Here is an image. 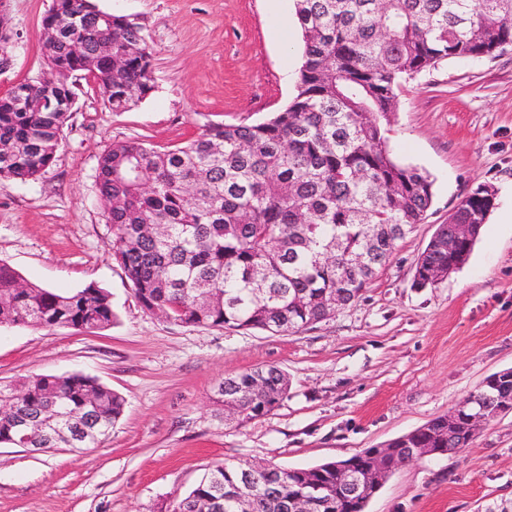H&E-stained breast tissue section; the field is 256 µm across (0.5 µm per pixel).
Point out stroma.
<instances>
[{"instance_id": "stroma-1", "label": "stroma", "mask_w": 512, "mask_h": 512, "mask_svg": "<svg viewBox=\"0 0 512 512\" xmlns=\"http://www.w3.org/2000/svg\"><path fill=\"white\" fill-rule=\"evenodd\" d=\"M135 15L153 48V88L115 112L80 82L55 162L37 180L0 178V262L26 281L106 289L117 315L94 331L0 326V382L82 372L122 394L125 413L82 452L0 445V512H167L217 463L309 468L379 448L448 414L512 368V52L444 62L398 93L392 157L428 171L433 202L353 304L290 335L177 324L148 313L112 256L98 159L113 142L164 150L209 123L256 124L292 99L300 48L281 45L293 0H94ZM52 0H9L11 66L0 96L38 78ZM480 185L497 205L467 262L419 288L414 268L438 225ZM273 365L290 390L267 415L225 423L224 378ZM512 504V413L459 452L398 469L366 512H488Z\"/></svg>"}]
</instances>
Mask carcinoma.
I'll return each mask as SVG.
<instances>
[{"instance_id": "carcinoma-1", "label": "carcinoma", "mask_w": 512, "mask_h": 512, "mask_svg": "<svg viewBox=\"0 0 512 512\" xmlns=\"http://www.w3.org/2000/svg\"><path fill=\"white\" fill-rule=\"evenodd\" d=\"M302 37L295 93L266 122L208 124L197 137L159 151L117 141L99 159L97 185L112 252L142 307L194 327L295 333L325 319L320 297L339 292L352 304L389 261L396 244L423 223L432 204L430 175L395 162L383 121L397 90L444 61L495 58L512 51V0H294ZM42 28L54 29L39 51L46 70L0 97V178L37 179L53 164L72 113L49 103L76 99L57 83L63 66L96 81L112 77L104 98L122 112L152 89L153 50L139 18L106 21L92 0H52ZM496 204L489 185L471 191L420 254L414 283L448 268L436 238L451 224H484ZM341 245L331 264L316 260ZM110 294L89 285L54 292L0 262V324L100 330L115 321ZM278 367L246 370L220 382L216 403L240 424L288 396ZM28 423L27 440L0 417V444L31 452L82 450L101 442L125 412L124 397L92 376L36 374L0 384ZM414 429L418 448H464ZM250 497L237 501L241 479ZM353 477L327 461L311 468L251 471L224 462L168 512H289L305 494L309 512H351Z\"/></svg>"}]
</instances>
